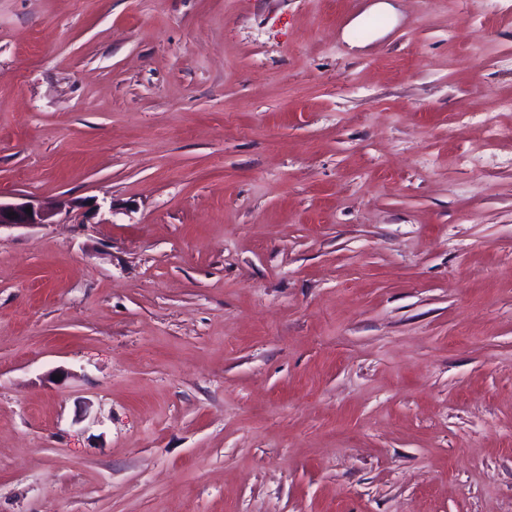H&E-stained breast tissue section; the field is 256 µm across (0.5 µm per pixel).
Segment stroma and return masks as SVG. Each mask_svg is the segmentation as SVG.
<instances>
[{
    "label": "stroma",
    "instance_id": "1",
    "mask_svg": "<svg viewBox=\"0 0 512 512\" xmlns=\"http://www.w3.org/2000/svg\"><path fill=\"white\" fill-rule=\"evenodd\" d=\"M511 96L512 0H0V512H512ZM31 208L32 214L26 212ZM61 211L59 207L44 206L33 199L18 198L16 201L0 199V228L2 226H25L32 224H52Z\"/></svg>",
    "mask_w": 512,
    "mask_h": 512
}]
</instances>
